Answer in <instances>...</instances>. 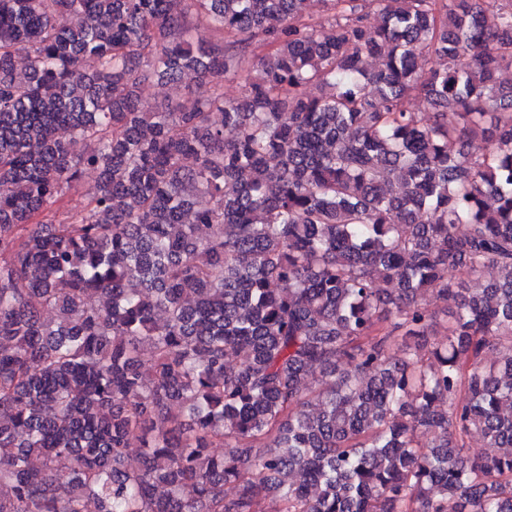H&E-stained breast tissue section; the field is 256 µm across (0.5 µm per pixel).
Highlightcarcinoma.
<instances>
[{
  "instance_id": "1",
  "label": "carcinoma",
  "mask_w": 512,
  "mask_h": 512,
  "mask_svg": "<svg viewBox=\"0 0 512 512\" xmlns=\"http://www.w3.org/2000/svg\"><path fill=\"white\" fill-rule=\"evenodd\" d=\"M309 3L0 0V512H512V0ZM190 85L193 88V93L189 94L183 87H172L161 84H150L143 87L141 91V101L144 106H154L156 104L164 103L167 100H172L180 106L182 110H190L196 99L206 89L196 81L193 75H188L183 81V85Z\"/></svg>"
}]
</instances>
